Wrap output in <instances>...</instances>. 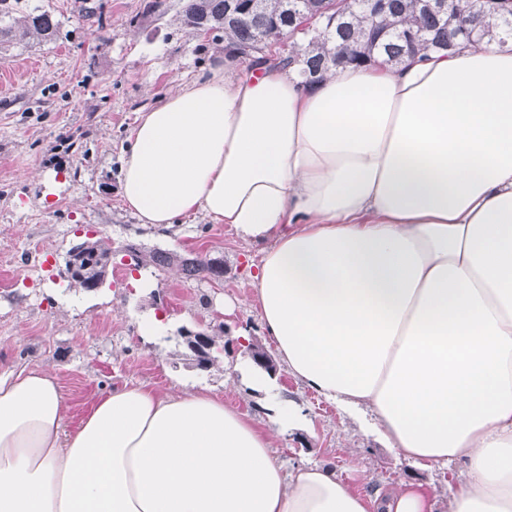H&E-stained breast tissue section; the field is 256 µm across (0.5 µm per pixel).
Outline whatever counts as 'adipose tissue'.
Instances as JSON below:
<instances>
[{
	"label": "adipose tissue",
	"instance_id": "obj_1",
	"mask_svg": "<svg viewBox=\"0 0 512 512\" xmlns=\"http://www.w3.org/2000/svg\"><path fill=\"white\" fill-rule=\"evenodd\" d=\"M121 195L142 223L200 212L259 247L289 373L405 461L460 463L450 512H512V46L309 85L217 66L143 113ZM67 415L53 375H0V512H433L419 485L284 470L271 428L204 392L116 388Z\"/></svg>",
	"mask_w": 512,
	"mask_h": 512
}]
</instances>
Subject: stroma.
Returning <instances> with one entry per match:
<instances>
[{"label": "stroma", "instance_id": "35a3bbf8", "mask_svg": "<svg viewBox=\"0 0 512 512\" xmlns=\"http://www.w3.org/2000/svg\"><path fill=\"white\" fill-rule=\"evenodd\" d=\"M93 2L96 13L83 7ZM14 16L48 11L54 39L14 40L0 49V373L37 367L59 380L69 427L94 398L124 384L162 392L206 391L269 422V406L287 399L300 423L273 433L285 466L330 468L357 487L386 492L404 481L425 484L434 512H449L459 478L408 466L380 433L340 412L285 366L265 385L236 336L248 329L267 352L254 296L258 250L229 225L204 215L158 228L140 223L121 198L120 169L140 114L169 91L207 77L232 59L220 31L183 23L185 0H11ZM103 238L114 249L100 288L70 287L68 249ZM129 243L224 261V278L196 282L177 270L136 267L119 249ZM223 329L226 347L202 372L176 343L180 328Z\"/></svg>", "mask_w": 512, "mask_h": 512}]
</instances>
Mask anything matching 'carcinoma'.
<instances>
[{
    "mask_svg": "<svg viewBox=\"0 0 512 512\" xmlns=\"http://www.w3.org/2000/svg\"><path fill=\"white\" fill-rule=\"evenodd\" d=\"M249 2L236 0L232 6L230 0H187L184 23L195 31H224L231 57L247 58L253 65L260 59L252 57L247 49L261 41H274L285 30L295 35L301 17L307 16L318 29L302 32V43L292 46L278 65L295 66L308 80L332 68L360 65L376 57L398 64L407 56L451 52L461 44L486 38L502 44L512 41V23L486 25L484 0H447L443 9L430 7L429 0H383L377 12L364 0H349L345 8L343 0H259L258 7L248 6ZM56 27L47 11L29 13L16 23L11 12L0 7V45L18 35L50 40ZM76 249L83 256L76 270H71L70 258H65L70 285L88 290L91 284L104 282L111 262V244L102 239L87 240ZM136 266L160 270L176 267L187 277L206 282L224 278V267L214 265L206 255H183L160 248L139 251ZM246 352L266 373L276 369L262 345L250 342Z\"/></svg>",
    "mask_w": 512,
    "mask_h": 512,
    "instance_id": "cac0c4a2",
    "label": "carcinoma"
}]
</instances>
